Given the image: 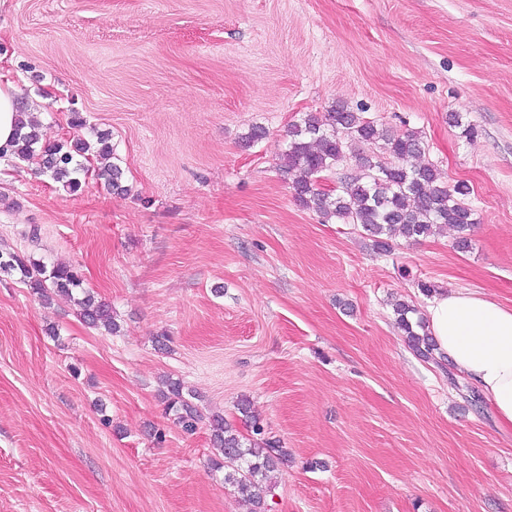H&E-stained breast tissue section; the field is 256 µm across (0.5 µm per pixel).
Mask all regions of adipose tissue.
<instances>
[{"label":"adipose tissue","mask_w":512,"mask_h":512,"mask_svg":"<svg viewBox=\"0 0 512 512\" xmlns=\"http://www.w3.org/2000/svg\"><path fill=\"white\" fill-rule=\"evenodd\" d=\"M426 312L439 352L479 387L497 427L512 430V306L458 288L435 295Z\"/></svg>","instance_id":"1"}]
</instances>
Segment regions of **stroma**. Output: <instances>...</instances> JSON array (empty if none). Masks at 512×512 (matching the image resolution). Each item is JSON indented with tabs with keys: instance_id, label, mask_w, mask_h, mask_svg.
Instances as JSON below:
<instances>
[{
	"instance_id": "1",
	"label": "stroma",
	"mask_w": 512,
	"mask_h": 512,
	"mask_svg": "<svg viewBox=\"0 0 512 512\" xmlns=\"http://www.w3.org/2000/svg\"><path fill=\"white\" fill-rule=\"evenodd\" d=\"M3 78L50 140L110 133L123 175L92 158L69 193L0 162V251L78 267L121 325L0 274V512H248L166 375L288 448L269 512H512V432L391 306L425 312L421 280L512 305V0H6ZM337 101L469 186L468 250L449 227L378 253L299 205L288 128Z\"/></svg>"
}]
</instances>
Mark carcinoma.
Segmentation results:
<instances>
[{
  "label": "carcinoma",
  "mask_w": 512,
  "mask_h": 512,
  "mask_svg": "<svg viewBox=\"0 0 512 512\" xmlns=\"http://www.w3.org/2000/svg\"><path fill=\"white\" fill-rule=\"evenodd\" d=\"M26 116L27 113H20L12 156L38 160L41 172L69 192L81 188L85 166L79 158H112L111 134L107 132L98 134L93 143H45L38 125ZM350 140L380 142L383 153L357 157V171L343 174L336 189H322L319 179L344 161ZM422 153L424 142L419 132L395 133L337 103L327 112L305 113L290 125L282 172L294 175L292 188L303 208L318 213L326 221L335 219L360 227L380 252L390 251V241L394 239L419 242L447 226L457 232L456 248L467 249L471 232L479 224L467 202L470 188L464 183L450 185L441 181L430 163H410ZM13 271L19 272L22 282L43 301H49L53 291L65 295L81 308L90 327L111 335L119 332L112 306L91 294L75 267L56 265L48 274L38 263H28L15 253L1 251L0 273ZM392 308L408 346L422 359H435L436 345L415 306L397 300ZM164 387L166 412L172 414L174 422L192 433L200 422L207 421L211 443L221 455L213 460V466L221 469L227 460L237 463L235 469L224 474V483L251 506V512H265L268 497L274 496L277 487V474L290 458L281 440L265 436L260 420L249 414L244 404L241 411L251 428V438L227 426L222 415L204 416L185 398L180 380L168 377Z\"/></svg>",
  "instance_id": "cac0c4a2"
}]
</instances>
